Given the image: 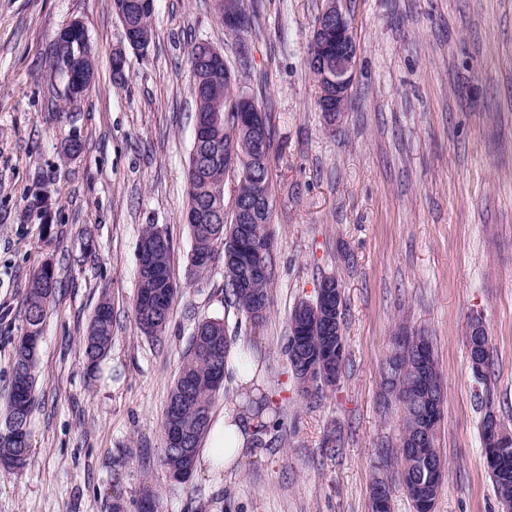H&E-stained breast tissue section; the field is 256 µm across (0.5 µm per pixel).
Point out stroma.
<instances>
[{
    "label": "stroma",
    "instance_id": "stroma-1",
    "mask_svg": "<svg viewBox=\"0 0 512 512\" xmlns=\"http://www.w3.org/2000/svg\"><path fill=\"white\" fill-rule=\"evenodd\" d=\"M225 32L215 0H156L155 38L126 46L114 0H0V399L24 330L32 274L58 279L37 355L39 400L21 474L0 472V512H370L374 477L391 512H414L400 476L402 418L381 398L400 328L431 336L442 373L434 512H501L486 467V408L512 429V0H346L359 55L346 112L328 124L307 66L325 0H246ZM83 23L96 79L77 102L51 66L55 33ZM219 49L271 115L273 281L260 327L224 302V262L185 278L184 214L195 103L188 51ZM124 50L123 79L112 55ZM80 137L73 159L63 144ZM173 242L179 286L161 340L132 308L147 225ZM338 279L345 365L336 390L299 393L289 316ZM112 347L98 368L81 339L101 296ZM223 319L249 351L283 426L273 445L170 482L160 463L168 395L198 321ZM482 319L494 365L475 377L468 326Z\"/></svg>",
    "mask_w": 512,
    "mask_h": 512
}]
</instances>
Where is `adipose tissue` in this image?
Segmentation results:
<instances>
[{
	"label": "adipose tissue",
	"instance_id": "ef3b65f1",
	"mask_svg": "<svg viewBox=\"0 0 512 512\" xmlns=\"http://www.w3.org/2000/svg\"><path fill=\"white\" fill-rule=\"evenodd\" d=\"M256 437V422L251 416L224 412L211 421L200 457L211 471L229 468L244 452L254 450Z\"/></svg>",
	"mask_w": 512,
	"mask_h": 512
}]
</instances>
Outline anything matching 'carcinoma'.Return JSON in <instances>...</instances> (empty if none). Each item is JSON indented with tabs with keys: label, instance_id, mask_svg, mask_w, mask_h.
<instances>
[{
	"label": "carcinoma",
	"instance_id": "carcinoma-1",
	"mask_svg": "<svg viewBox=\"0 0 512 512\" xmlns=\"http://www.w3.org/2000/svg\"><path fill=\"white\" fill-rule=\"evenodd\" d=\"M123 8L127 24L152 28V15L140 12L137 0H116ZM196 120L206 126L200 141L193 142L187 168V208L196 211L202 220L189 225L192 248L188 258V274L201 278L202 260L217 259L220 253L241 254L247 264L224 265V291L227 303L259 327L269 310V260L274 247L270 224H235V213L226 211L224 180L231 178L245 199L251 183L243 182L240 165H232L238 156L241 132L236 130L237 113L233 112V90L225 83L213 85L210 94L195 102ZM173 245L170 236L161 240L156 254V266L162 278L147 268L138 269L133 309L140 331L150 337H160L168 322L170 307L178 289L170 270ZM57 280L50 265L42 266L27 288L23 320L34 329L32 335L17 338L14 346V368L10 388L0 413V470L21 473L29 460L27 422L37 402L36 358L42 325L47 308L54 298ZM322 323L314 310L296 305L289 317V334L285 346L290 368L301 393L315 399L324 394L328 373L336 370V352L326 354ZM231 338L223 320L207 319L198 324L191 336L185 358L170 390L162 429L177 425L187 435L186 457L178 449L163 443L161 464L170 479H179L188 466L195 467L198 447L206 436L214 397L223 386L224 362ZM427 346L430 358H435L432 341L424 335L411 336L400 353L408 358L406 371L398 380L391 397L402 410L400 448L401 478L414 510L421 509L414 495V486L429 478L424 468V456L433 455L435 467L443 470L446 459L438 446V429L443 403L442 388L436 389L435 402L423 401L417 387L416 354L419 345ZM112 345V303L107 297L97 304L91 316L83 347L90 364H95L109 352ZM498 452V462H486L500 500H512V440L498 450L483 446L484 458Z\"/></svg>",
	"mask_w": 512,
	"mask_h": 512
}]
</instances>
